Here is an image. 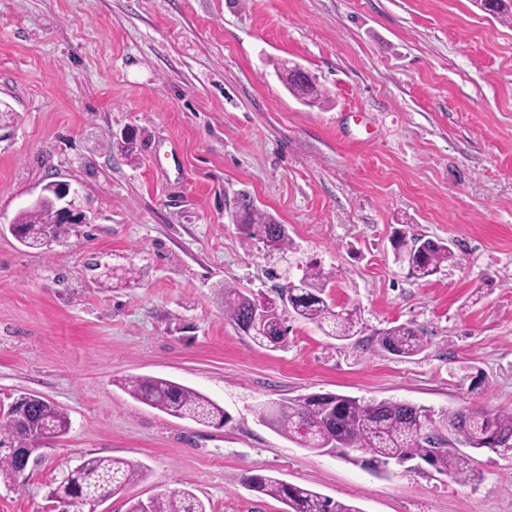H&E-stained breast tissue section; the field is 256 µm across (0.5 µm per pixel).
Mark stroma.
<instances>
[{
  "label": "stroma",
  "instance_id": "obj_1",
  "mask_svg": "<svg viewBox=\"0 0 512 512\" xmlns=\"http://www.w3.org/2000/svg\"><path fill=\"white\" fill-rule=\"evenodd\" d=\"M323 90L306 105L277 71ZM0 220L42 187L81 186L95 218L40 249L0 233V400H51L71 428L40 449L0 512H59L49 486L84 457L144 464L98 512L190 489L208 512H286L244 484L305 486L359 512H512V455L478 484L378 476L283 437L260 412L316 393L437 411L512 410V28L474 0H0ZM288 227L247 238L241 195ZM456 254L426 280L396 233ZM357 308L340 341L287 318L277 348L224 314V290L275 298L301 265ZM426 342L400 359L380 332ZM162 377L230 416L204 426L131 398ZM380 347L390 355L408 358L425 347L423 336L411 325H397L386 329L379 340Z\"/></svg>",
  "mask_w": 512,
  "mask_h": 512
}]
</instances>
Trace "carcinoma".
I'll return each mask as SVG.
<instances>
[{
	"label": "carcinoma",
	"instance_id": "cac0c4a2",
	"mask_svg": "<svg viewBox=\"0 0 512 512\" xmlns=\"http://www.w3.org/2000/svg\"><path fill=\"white\" fill-rule=\"evenodd\" d=\"M489 12L504 24H512V0H496ZM289 87L309 104L322 98L315 81L302 82L292 70L285 74ZM240 224L247 236L262 240L273 250L283 249L288 239L286 226L255 205L240 208ZM53 218L51 197L38 205L22 209L15 217L24 245L40 247L38 232ZM395 258L408 266L413 274L425 279L436 274L455 259L448 244L431 238L415 237L406 247L401 239L394 245ZM331 273L321 266L306 265L301 277L281 286L290 294L288 313L316 325L325 334L347 340L357 333V309L337 311L324 298ZM253 299L234 288L224 289V313L241 326L249 318ZM259 331L271 336L254 335L260 345L281 344L287 328L279 309L262 315ZM387 353L408 358L425 347L423 336L411 325L386 329L379 340ZM124 390L135 400L169 416L199 424L223 423L228 420L224 408L208 396L168 379L131 376L122 381ZM456 431L452 442L473 450H489L498 454L512 453V412H490L484 409H461L453 412ZM261 417L270 420L277 430L302 448L344 457L359 451L362 465L377 475L390 473L391 466L417 460L439 474L462 483L475 484L481 473L475 458L456 448L434 447L435 440L448 431V414L410 403L387 400H359L339 394H313L279 404ZM71 426L68 414L54 402L30 394L28 400L12 414L0 415V484L13 487L24 477L17 452L33 456L43 447L42 433L59 439ZM147 476L144 465L124 458L88 457L75 470L67 472L48 492V498L59 505H87L110 489H121ZM248 487L282 501L287 512H359L355 507L333 500L307 487L285 483L269 475H250ZM128 512H207L206 505L188 490L160 494L146 502H130Z\"/></svg>",
	"mask_w": 512,
	"mask_h": 512
}]
</instances>
